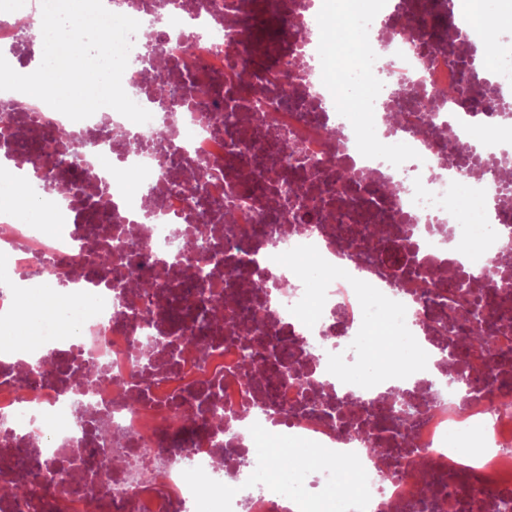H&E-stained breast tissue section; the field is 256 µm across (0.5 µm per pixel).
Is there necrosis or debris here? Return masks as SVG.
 Masks as SVG:
<instances>
[{"label": "necrosis or debris", "instance_id": "1", "mask_svg": "<svg viewBox=\"0 0 512 512\" xmlns=\"http://www.w3.org/2000/svg\"><path fill=\"white\" fill-rule=\"evenodd\" d=\"M265 2L280 34L257 54L241 0H112L140 23L122 85L147 123L109 107L73 121L0 91V158L44 218L0 216V266L19 281L0 291V314L17 317L21 291L63 279L88 309L74 334L0 355V486H27L0 512H90L94 498L99 512H296L346 470L359 492L344 512H504L512 61L488 59L512 28L476 45L470 24H444L447 0L428 17L420 0H362L351 25L367 49L336 80L321 0ZM41 7L0 0V54L17 72ZM157 57L172 75L162 97ZM63 139L77 164L59 163ZM340 162L350 178L337 179ZM186 175L196 193L178 188ZM463 196L479 225L453 222ZM347 226L381 229L404 266L349 245ZM93 242L111 247V270ZM433 272L489 294L490 348L461 349L474 323L458 293L415 286ZM385 315L402 345L380 365L369 334ZM478 426L491 451L473 467L448 439ZM259 429L335 462L310 481L261 480ZM145 450L150 477L135 468Z\"/></svg>", "mask_w": 512, "mask_h": 512}]
</instances>
